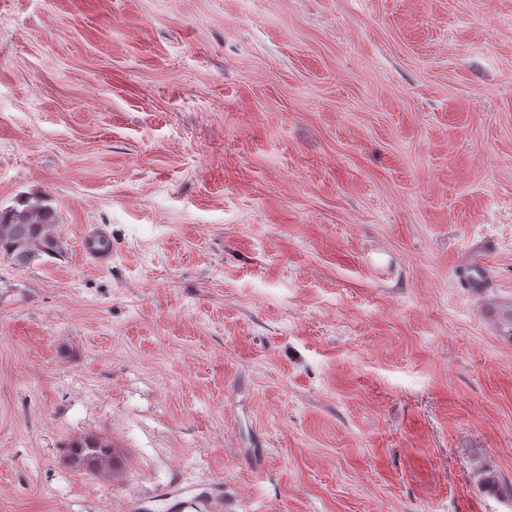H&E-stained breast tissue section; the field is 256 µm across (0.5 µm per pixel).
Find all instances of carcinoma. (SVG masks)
Returning <instances> with one entry per match:
<instances>
[{
	"label": "carcinoma",
	"instance_id": "1",
	"mask_svg": "<svg viewBox=\"0 0 512 512\" xmlns=\"http://www.w3.org/2000/svg\"><path fill=\"white\" fill-rule=\"evenodd\" d=\"M57 209L43 195H26L15 205L0 209V256L21 267L40 265L45 258L62 254L63 243L54 226ZM69 464L89 474L117 476L123 457L110 443L96 436H83L65 445ZM480 482L490 492L512 499V484H503L498 474L484 468Z\"/></svg>",
	"mask_w": 512,
	"mask_h": 512
}]
</instances>
